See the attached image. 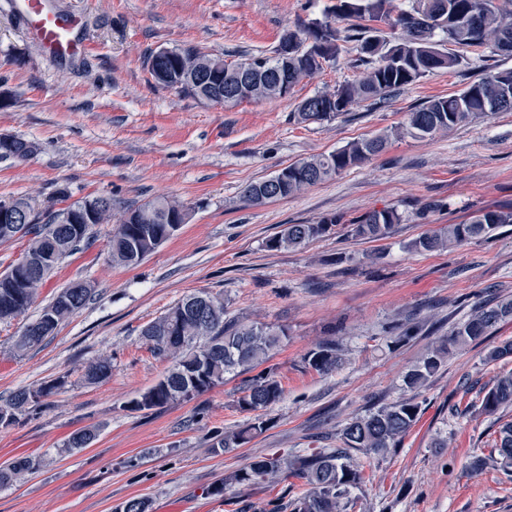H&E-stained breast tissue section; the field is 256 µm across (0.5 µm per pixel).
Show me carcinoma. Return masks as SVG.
<instances>
[{
    "instance_id": "obj_1",
    "label": "carcinoma",
    "mask_w": 512,
    "mask_h": 512,
    "mask_svg": "<svg viewBox=\"0 0 512 512\" xmlns=\"http://www.w3.org/2000/svg\"><path fill=\"white\" fill-rule=\"evenodd\" d=\"M348 51L356 52L354 63L362 75L331 89L303 99L293 112L299 123L332 122L356 105L375 103L396 90L419 82L440 70L467 65L470 56L486 53L512 56V0H410L408 7L394 0H334L322 16L312 18L295 30L282 34L270 54H259L246 62H228L194 48L165 49L148 61L154 82L178 89L202 101L224 107L245 101L286 98L305 79L335 64ZM512 112V69L490 70L459 93L430 99L408 113L397 135L416 139L432 138L480 117ZM389 136L354 140L344 147L308 160L284 166L273 174L248 184L243 199L253 205L295 196L307 187L340 174L345 169L371 160L382 153ZM37 145L13 136L0 144V159L26 161ZM105 207L97 222L115 224L107 242L112 264L139 265L176 232L187 205L175 198L158 197L112 218V197L104 196ZM15 202L25 209V253L43 258L45 267L17 269L10 265L0 273V322L24 315L35 302L38 287L61 262L91 244L87 225L65 223V216L82 206L79 200L42 214L26 197ZM403 215L395 208L372 209L348 224L357 238L382 240L390 237ZM339 224L322 218L312 224H288L271 237L267 248L288 250L305 247ZM503 224H512V209H483L470 221L450 224L415 239L416 252L450 249L464 241L485 237ZM94 289L81 280L61 289L40 315L28 323L15 342L25 353L40 346L76 311L83 308ZM512 319V299L484 301L476 305L465 321L448 331L444 344L428 354L405 376V385L416 391L425 385L453 350L478 343L496 325ZM152 353L170 366L156 384L142 392L132 405L136 410H153L188 402L224 384L228 375L243 377L238 407L255 413L251 422L226 434L212 437L213 452H228L248 444L266 431L269 419L264 411L278 402L283 390L275 368L253 371L267 362L286 337L283 329L266 325H243L226 318L224 300L207 292L191 294L166 313L149 322L141 331ZM344 362L336 338L320 342L305 357L306 367L320 373L336 371ZM112 371V356L103 355L87 365L83 378L98 382ZM64 381L56 378L34 388L21 389L0 405V426L8 427L18 416L57 393ZM512 407V372L501 375L481 399L480 409L489 416ZM419 405L405 398L389 406H379L364 416L350 420L341 433L342 447L325 448L305 456H260L206 489L223 497L236 487L295 477L308 489L288 503L291 512H348L351 489L364 482L363 470L353 462L352 452L383 455L396 448L416 424ZM97 429L74 432L70 449L89 447ZM491 461L512 468V420L500 424ZM40 461L21 457L0 466V487L24 473L34 472Z\"/></svg>"
}]
</instances>
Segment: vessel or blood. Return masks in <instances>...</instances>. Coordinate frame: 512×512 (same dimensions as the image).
Here are the masks:
<instances>
[{"mask_svg": "<svg viewBox=\"0 0 512 512\" xmlns=\"http://www.w3.org/2000/svg\"><path fill=\"white\" fill-rule=\"evenodd\" d=\"M17 9L29 36L49 56L66 60L83 52L80 16L53 12L43 0H19Z\"/></svg>", "mask_w": 512, "mask_h": 512, "instance_id": "vessel-or-blood-1", "label": "vessel or blood"}]
</instances>
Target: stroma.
Here are the masks:
<instances>
[{"mask_svg":"<svg viewBox=\"0 0 512 512\" xmlns=\"http://www.w3.org/2000/svg\"><path fill=\"white\" fill-rule=\"evenodd\" d=\"M329 0H51L83 20L84 55L66 61L29 38L12 0H0V134L37 142L19 162L0 159V198L43 204L67 189L77 201L111 195L115 213L160 195L191 208L186 224L139 266L112 265L108 224L55 270L26 317L0 323V404L21 389L60 378L43 406L0 428V465L31 455L40 468L0 488V512H114L133 497L150 512H268L269 501L304 491L286 479L234 492L231 501L204 490L252 458L307 455L332 448L344 426L374 406L415 397L419 419L399 448L356 454L364 482L349 512H512V474L473 472V456L491 453L498 426L480 411L484 388L512 370L492 351L512 342V321L480 344L457 349L417 392L406 373L467 319L475 302L512 299V224L448 251L418 253L411 242L488 207H512V112L459 126L431 139L396 136L409 109L463 89L480 74L471 60L436 72L377 105L353 107L330 123L297 125V104L355 79L350 55L306 79L291 96L234 107L207 104L156 85L149 52L193 47L244 61L275 46L285 30L319 17ZM376 135L380 156L301 194L261 206L244 203L252 181L299 160ZM397 208L404 220L391 237L369 242L346 223L371 209ZM342 220L301 250H271L285 224ZM94 298L40 347L17 353L27 319L69 282ZM208 291L224 299L228 318L282 327L287 338L270 365L280 401L267 430L244 447L213 453L214 432L242 427L240 379L192 401L137 411L131 401L168 364L141 336L146 324L184 297ZM416 334L397 344L393 328ZM336 336L344 366L328 375L304 365L306 354ZM112 357L103 381L86 382L85 366ZM94 426L79 451L67 440ZM136 456L138 467H125Z\"/></svg>","mask_w":512,"mask_h":512,"instance_id":"35a3bbf8","label":"stroma"}]
</instances>
